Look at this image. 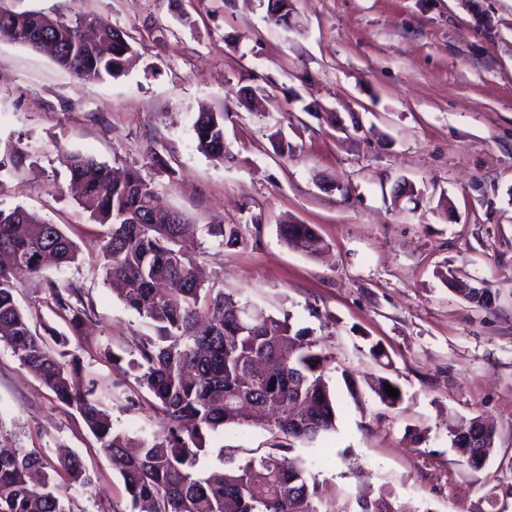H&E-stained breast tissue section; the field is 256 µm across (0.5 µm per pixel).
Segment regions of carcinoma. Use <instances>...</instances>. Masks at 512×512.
<instances>
[{"label": "carcinoma", "mask_w": 512, "mask_h": 512, "mask_svg": "<svg viewBox=\"0 0 512 512\" xmlns=\"http://www.w3.org/2000/svg\"><path fill=\"white\" fill-rule=\"evenodd\" d=\"M86 25L0 8V39L33 49L51 45L54 62L82 82L121 74L133 52L128 35L103 28L89 41ZM226 117L203 108L194 124L198 150L221 162ZM65 165L71 183L82 188V207L95 223L109 226L101 245L104 283L121 284L125 306L154 328L155 335L140 339L128 367L138 372L165 428L132 444L114 429L94 385L83 381L82 359L66 349V339H56L55 349L33 327L18 303L19 284L41 275L42 254L66 266L77 261L78 247L59 225L22 206L0 210V253L12 257V264L0 265V342L81 416L100 448L121 464L129 512H319L317 487L308 482L302 460L291 455L293 443L315 442L336 430V395L325 379L327 356L318 342L286 318L248 322V302L204 287L196 258L183 245L186 224L156 209L154 188L140 170L117 179L107 165L80 154L66 157ZM215 235L226 247L242 241L237 224L220 225ZM279 235L307 255L324 248L306 224H282ZM47 288L71 331L79 332L89 319L79 292L53 281ZM388 385L399 388L383 376L375 393L394 408L403 394L390 396ZM246 405L284 443L240 462L230 457L223 471L200 469L207 435L240 423ZM451 436L453 449L471 467L495 451V432L479 416ZM93 484L79 456H60L48 472L41 451L12 445V433L0 422V512H67L70 490ZM358 506L360 512H401L389 489L358 498Z\"/></svg>", "instance_id": "carcinoma-1"}]
</instances>
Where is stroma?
<instances>
[{
	"instance_id": "35a3bbf8",
	"label": "stroma",
	"mask_w": 512,
	"mask_h": 512,
	"mask_svg": "<svg viewBox=\"0 0 512 512\" xmlns=\"http://www.w3.org/2000/svg\"><path fill=\"white\" fill-rule=\"evenodd\" d=\"M15 12L87 18L122 29L134 55L119 76L80 82L51 56L0 41V209L60 225L79 259L24 281L38 329L67 336L115 427L161 430L130 359L145 319L103 282L95 223L64 160L84 154L139 169L165 209L194 230L206 287L260 316L308 329L328 356L334 432L295 445L319 512H359L358 494L393 489L414 512H512V0H291L288 27L264 0H0ZM259 88L260 111L239 104ZM227 110L217 162L197 148L200 106ZM288 151H281V144ZM326 249L296 252L284 221ZM237 224L221 245L214 226ZM486 289L484 310L449 278ZM79 289L80 334L53 311L46 281ZM381 343L388 361L370 352ZM396 380L402 403L373 391ZM493 422L495 453L459 462L450 428ZM0 421L47 464L77 454L97 476L70 512H127L122 479L82 418L0 343ZM271 433L230 426L206 438L201 465L268 451Z\"/></svg>"
}]
</instances>
